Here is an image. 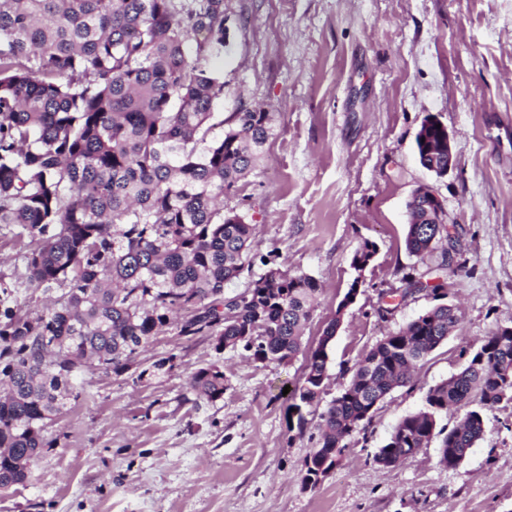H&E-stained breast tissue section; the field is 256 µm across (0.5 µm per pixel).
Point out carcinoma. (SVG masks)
<instances>
[{"label":"carcinoma","instance_id":"carcinoma-1","mask_svg":"<svg viewBox=\"0 0 512 512\" xmlns=\"http://www.w3.org/2000/svg\"><path fill=\"white\" fill-rule=\"evenodd\" d=\"M224 53V0H0V230L22 249L24 272L0 273V493L33 479L48 429L78 398L94 366L119 376L155 336H213L218 351L290 363L302 351L319 286L306 274L268 267L245 292L224 283L251 271L257 225L224 212L273 136L269 114L246 108L212 136L224 76L208 62ZM447 129L425 119L415 139L421 165L448 170ZM406 248L434 267L402 277V299L439 294L463 268L446 216L415 192ZM366 240L352 266L373 259ZM56 292L41 310L20 288ZM353 282L306 357L290 392L297 426L319 405L329 344L353 303ZM457 307L439 304L379 340L349 385L320 414L303 482L316 488L338 464L345 440L377 404L458 327ZM217 363L190 380L196 398H224ZM512 401V326L479 341L468 364L429 388L373 461L392 466L441 437L439 463L457 468L484 433V411ZM452 429L441 415L471 403Z\"/></svg>","mask_w":512,"mask_h":512}]
</instances>
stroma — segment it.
Wrapping results in <instances>:
<instances>
[{
  "label": "stroma",
  "mask_w": 512,
  "mask_h": 512,
  "mask_svg": "<svg viewBox=\"0 0 512 512\" xmlns=\"http://www.w3.org/2000/svg\"><path fill=\"white\" fill-rule=\"evenodd\" d=\"M228 45L211 61L224 76L216 117L268 113L274 136L225 209L258 227L252 274L270 260L321 288L304 342L333 316L323 402L350 383L383 336L437 303L395 297L405 267L407 203L421 187L442 201L463 268L448 280L456 332L375 408L315 489L303 483L320 411L298 428L283 393L302 375L287 365L216 352L209 336L160 334L122 375L93 370L53 425L33 484L0 495V512H512V401L486 412L462 464L439 463V439L389 467L373 461L398 420L459 372L492 330L512 325V0H224ZM439 119L453 166L423 168L415 136ZM377 253L363 270L364 241ZM356 299L336 309L351 283ZM391 314L379 318L381 305ZM167 359L162 374L142 369ZM224 368L222 400L196 399L193 374Z\"/></svg>",
  "instance_id": "obj_1"
}]
</instances>
